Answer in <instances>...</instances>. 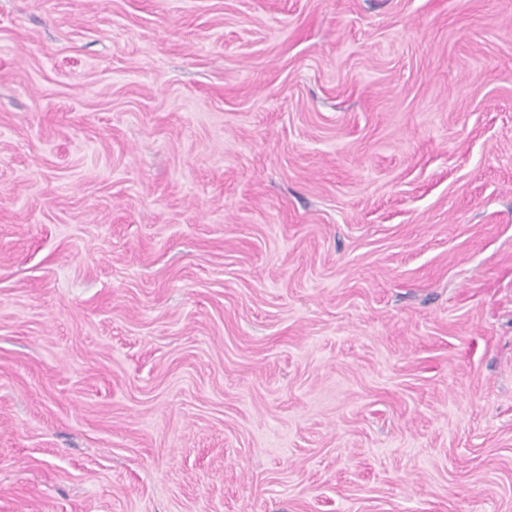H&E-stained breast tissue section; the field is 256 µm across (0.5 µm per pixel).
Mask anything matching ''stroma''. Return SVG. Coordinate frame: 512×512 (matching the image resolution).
Segmentation results:
<instances>
[{"mask_svg": "<svg viewBox=\"0 0 512 512\" xmlns=\"http://www.w3.org/2000/svg\"><path fill=\"white\" fill-rule=\"evenodd\" d=\"M0 512H512V0H0Z\"/></svg>", "mask_w": 512, "mask_h": 512, "instance_id": "35a3bbf8", "label": "stroma"}]
</instances>
